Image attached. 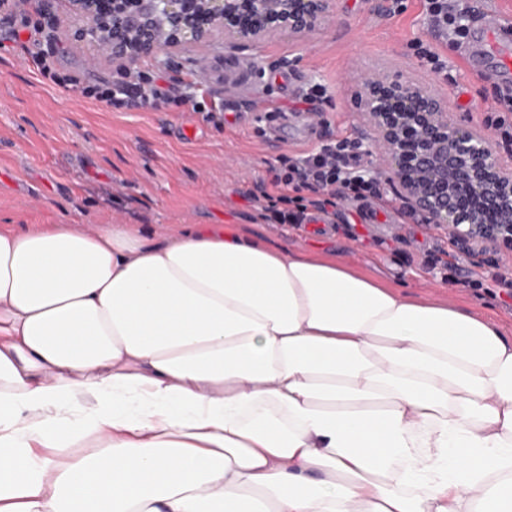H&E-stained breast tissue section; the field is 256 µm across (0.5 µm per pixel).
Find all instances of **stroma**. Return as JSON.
I'll return each instance as SVG.
<instances>
[{"label":"stroma","instance_id":"35a3bbf8","mask_svg":"<svg viewBox=\"0 0 512 512\" xmlns=\"http://www.w3.org/2000/svg\"><path fill=\"white\" fill-rule=\"evenodd\" d=\"M469 17L466 37L449 49L431 26L424 0H336L334 20L297 41L272 38L229 50L223 37L143 60L140 71L177 75L204 89L219 73H240L243 92L224 102L217 129L199 112L112 110L62 88L29 68L41 36L0 52V224H72L103 230L135 225L161 240L189 224H234L266 244L294 254L336 259L410 296L443 301L492 318L512 335V298L478 282L464 263L447 282L430 259L448 246L444 230L423 231L372 201L341 202L320 224H269L245 191L260 193L268 164L285 152L308 151L344 139L366 144L368 127L357 103L364 75L415 78L448 100L453 117L489 127L504 165L512 166V112L490 106L495 80L470 71L464 45L490 11L512 12V0H457ZM55 68L81 85L117 80L111 60H89L73 38L75 21L58 12ZM439 53L434 68L427 51Z\"/></svg>","mask_w":512,"mask_h":512}]
</instances>
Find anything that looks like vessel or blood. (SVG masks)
I'll return each instance as SVG.
<instances>
[{"label": "vessel or blood", "mask_w": 512, "mask_h": 512, "mask_svg": "<svg viewBox=\"0 0 512 512\" xmlns=\"http://www.w3.org/2000/svg\"><path fill=\"white\" fill-rule=\"evenodd\" d=\"M483 76L501 82L512 80V15L489 16V27L472 50Z\"/></svg>", "instance_id": "1"}]
</instances>
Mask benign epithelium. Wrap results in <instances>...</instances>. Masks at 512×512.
<instances>
[{
    "mask_svg": "<svg viewBox=\"0 0 512 512\" xmlns=\"http://www.w3.org/2000/svg\"><path fill=\"white\" fill-rule=\"evenodd\" d=\"M112 0L99 20L95 0H67L79 22L74 37L90 56L105 53L127 69L183 47H204L217 34L227 47L276 35L302 38L335 14L334 0ZM373 136L371 168L404 207L444 229L466 249L477 241L512 251V169L502 166L488 130L448 117V99L412 79L369 75L358 96Z\"/></svg>",
    "mask_w": 512,
    "mask_h": 512,
    "instance_id": "1",
    "label": "benign epithelium"
}]
</instances>
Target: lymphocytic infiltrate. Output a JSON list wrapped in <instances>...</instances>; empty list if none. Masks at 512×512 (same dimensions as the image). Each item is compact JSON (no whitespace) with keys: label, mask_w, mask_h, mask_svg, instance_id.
I'll return each mask as SVG.
<instances>
[{"label":"lymphocytic infiltrate","mask_w":512,"mask_h":512,"mask_svg":"<svg viewBox=\"0 0 512 512\" xmlns=\"http://www.w3.org/2000/svg\"><path fill=\"white\" fill-rule=\"evenodd\" d=\"M81 93L116 110L136 107L176 111L188 106L204 113L206 122L215 128L224 126L223 105L201 103L196 95L188 93L180 78L173 77L158 85L137 73L107 87H83ZM346 147L342 141L278 156L275 164L269 166L270 179L261 190L263 219L277 224H300L311 209L324 214L343 201L382 200L379 181L358 174L359 156L347 153Z\"/></svg>","instance_id":"obj_1"}]
</instances>
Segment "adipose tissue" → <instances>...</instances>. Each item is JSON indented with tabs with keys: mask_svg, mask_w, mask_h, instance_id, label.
<instances>
[{
	"mask_svg": "<svg viewBox=\"0 0 512 512\" xmlns=\"http://www.w3.org/2000/svg\"><path fill=\"white\" fill-rule=\"evenodd\" d=\"M0 512H512V336L196 224H0Z\"/></svg>",
	"mask_w": 512,
	"mask_h": 512,
	"instance_id": "obj_1",
	"label": "adipose tissue"
}]
</instances>
